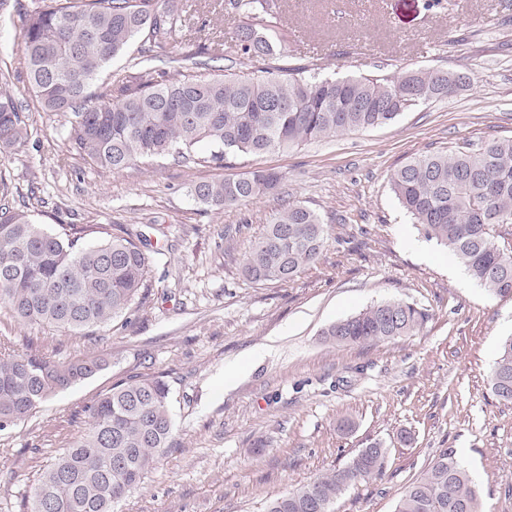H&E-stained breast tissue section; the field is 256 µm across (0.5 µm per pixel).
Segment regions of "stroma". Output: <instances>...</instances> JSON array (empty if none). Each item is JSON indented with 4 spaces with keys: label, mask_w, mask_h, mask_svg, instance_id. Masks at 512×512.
Listing matches in <instances>:
<instances>
[{
    "label": "stroma",
    "mask_w": 512,
    "mask_h": 512,
    "mask_svg": "<svg viewBox=\"0 0 512 512\" xmlns=\"http://www.w3.org/2000/svg\"><path fill=\"white\" fill-rule=\"evenodd\" d=\"M29 8L0 0V70L30 128L26 143L0 154V208L50 232L75 225L82 246L104 226L143 233L153 249L143 297L102 340L26 325L0 306V351L108 362L0 432V512H24L42 469L85 430V407L134 376L169 385L174 431L116 512H262L375 441L388 450L382 475L346 489L335 512H395L445 449L468 470L481 512H512V404L489 385L512 335V296L488 295L427 241L389 183L411 157L512 139V0H287L289 60L340 76L441 68L471 83L390 124L229 167L165 157L115 173L77 156L67 116L35 97L22 44ZM205 20L194 12L166 55H234L233 42L206 40ZM270 169L285 173L280 186L237 205L212 209L190 193ZM292 201L327 228L317 263L285 283L246 281L252 241ZM385 300L416 304L424 326L374 345L324 341L329 324Z\"/></svg>",
    "instance_id": "stroma-1"
}]
</instances>
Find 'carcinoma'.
I'll return each mask as SVG.
<instances>
[{"label": "carcinoma", "instance_id": "carcinoma-1", "mask_svg": "<svg viewBox=\"0 0 512 512\" xmlns=\"http://www.w3.org/2000/svg\"><path fill=\"white\" fill-rule=\"evenodd\" d=\"M285 0H224L232 41L248 66L219 74L224 60L194 62L212 73L183 70L181 59L153 61L177 41L182 0H32L22 32L28 81L46 112L68 118L75 152L116 172L159 157L191 160L200 145L208 161L283 151L292 146L393 122L401 113L447 98L469 76L438 68L393 76L323 77L315 64L281 63L272 36ZM141 39L131 72L88 103L91 82L113 58ZM12 94L0 90V152L29 138ZM284 179L257 170L194 187V199L223 209L267 193ZM401 206L423 236L447 249L490 295L512 296V245L495 241L512 225V140L490 141L410 158L390 176ZM327 242L309 207L290 202L252 243L242 269L253 283L287 282L314 265ZM143 235L112 236L77 248L24 212L0 213V303L29 325L82 333L121 317L147 287ZM426 314L405 301L373 304L329 324L334 345L372 344L410 335ZM106 359L59 362L32 352L0 353V432L18 425L57 392L104 369ZM493 395L512 403V337L490 372ZM87 427L31 485L26 512H114L170 447V388L159 378H131L86 408ZM387 449L372 442L350 462L271 499L265 512H334L349 486L382 473ZM395 512H479L467 470L442 451L407 487Z\"/></svg>", "mask_w": 512, "mask_h": 512}]
</instances>
